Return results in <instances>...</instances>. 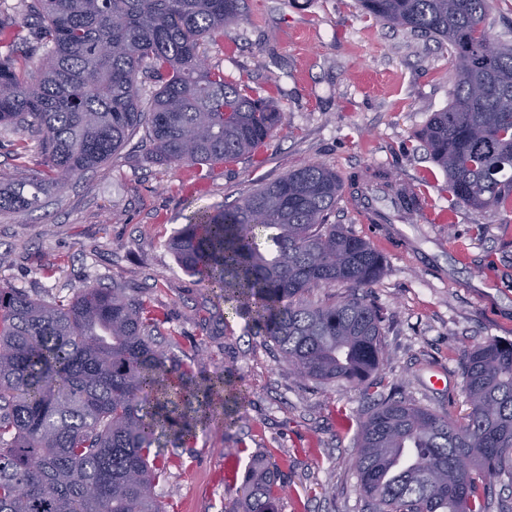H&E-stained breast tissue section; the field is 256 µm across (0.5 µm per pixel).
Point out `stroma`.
Masks as SVG:
<instances>
[{
  "mask_svg": "<svg viewBox=\"0 0 512 512\" xmlns=\"http://www.w3.org/2000/svg\"><path fill=\"white\" fill-rule=\"evenodd\" d=\"M245 20L206 46L209 64L249 85L285 123L231 164L176 168L135 136L100 167L0 214V285L47 302L86 285L149 296L160 342L194 372L230 375L246 397L236 422L163 448L168 477L154 493L168 512H231L251 458L277 464L279 512H368L351 466L370 402L351 384L302 382L272 343L248 331L181 269L169 239L201 208L230 207L262 184L317 162L371 184L390 170L420 189L416 223L362 224L338 198L330 217L376 247L385 271L369 290L382 308L378 394L463 417L465 344L512 340V212L460 205L418 135L448 105L447 46L377 23L356 0H246ZM37 133L0 127V177L16 174L19 144ZM447 388H432V375Z\"/></svg>",
  "mask_w": 512,
  "mask_h": 512,
  "instance_id": "obj_1",
  "label": "stroma"
}]
</instances>
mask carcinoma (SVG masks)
<instances>
[{"label": "carcinoma", "mask_w": 512, "mask_h": 512, "mask_svg": "<svg viewBox=\"0 0 512 512\" xmlns=\"http://www.w3.org/2000/svg\"><path fill=\"white\" fill-rule=\"evenodd\" d=\"M376 21L448 46V107L420 132L458 203L512 210V45L485 38L491 0H359ZM37 70L23 52L0 59V126L32 128L37 167L0 180V213H21L52 186L109 161L141 126L176 166L230 164L272 138L282 114L206 65L201 45L240 24L245 0H32ZM27 43L0 10V45ZM156 84L142 98L141 77ZM390 208L414 216L386 171ZM344 189L308 163L236 205L202 208L170 240L180 267L229 313L272 341L303 380L347 382L373 397L383 360L382 310L368 291L383 255L329 223ZM270 239L275 250L260 248ZM350 294L309 304L312 288ZM150 299L86 286L66 304L0 287V512H167L160 447L231 424L245 396L230 376H197L157 344ZM470 411L455 420L405 399L361 424L352 467L369 512H487L492 483L512 480V341L460 350ZM282 485L263 458L248 465L232 512H278Z\"/></svg>", "instance_id": "1"}]
</instances>
